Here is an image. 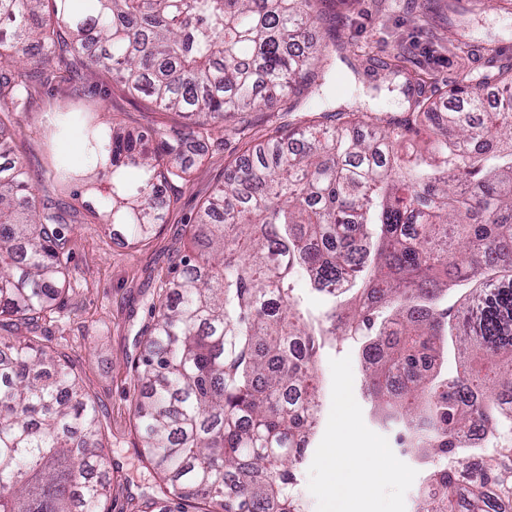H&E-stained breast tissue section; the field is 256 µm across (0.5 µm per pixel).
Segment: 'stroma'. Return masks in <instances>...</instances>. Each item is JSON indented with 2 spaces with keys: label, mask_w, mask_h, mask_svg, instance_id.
Instances as JSON below:
<instances>
[{
  "label": "stroma",
  "mask_w": 512,
  "mask_h": 512,
  "mask_svg": "<svg viewBox=\"0 0 512 512\" xmlns=\"http://www.w3.org/2000/svg\"><path fill=\"white\" fill-rule=\"evenodd\" d=\"M460 6L465 13L459 18L449 11L448 0H336L330 19L310 32L325 42L323 85L310 96L250 113L235 131H213L186 179L168 185L165 223L135 245L93 218L100 199L82 205L51 179L59 159L78 170L88 168L89 162L85 153L72 149L73 142L82 139L80 130L53 139L48 126L59 112H97L129 127L164 132L180 128L182 118L155 110L146 98L128 94L111 74H90L77 61L54 68L48 82L35 83L31 111L17 114L0 107V120L14 140V155L37 178L40 196L75 211L66 229L67 300L47 318L46 327L52 346L76 365L99 406L112 462L111 512H142L153 492L155 480L135 451L134 367L152 307L173 276L171 260L184 253L196 213L223 184L226 167L247 147L261 145L275 130L296 124L310 101H319L326 112L357 102L365 111L398 118L408 110L407 89L428 94L452 84L459 70L479 80L512 64V0H489L480 7L461 0ZM318 369L326 386L324 403L315 447L298 473L307 512H328L331 473L326 459L345 431V398L366 447L377 450L381 461L396 463L400 472L396 478H377L367 493L350 494L345 512H403L428 470L402 456L394 447L393 430L374 422L361 394L358 343L337 338L323 349Z\"/></svg>",
  "instance_id": "obj_1"
}]
</instances>
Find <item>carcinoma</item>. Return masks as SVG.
Listing matches in <instances>:
<instances>
[{"label": "carcinoma", "mask_w": 512, "mask_h": 512, "mask_svg": "<svg viewBox=\"0 0 512 512\" xmlns=\"http://www.w3.org/2000/svg\"><path fill=\"white\" fill-rule=\"evenodd\" d=\"M317 20L316 0H0V102L29 111L15 63L73 57L187 119L172 137L85 115L55 128L83 123L96 171L60 163L56 179L104 198L95 217L142 241L165 223V187L193 167L203 129L233 131L324 80L316 48L291 51ZM412 107L401 119L309 112L202 207L136 366L138 452L159 512H303L314 363L338 336L367 337L363 393L401 447L453 462L430 471L417 512H458L463 483L467 512H507L512 448L478 470L466 450L479 425L512 433V68ZM425 120L424 151L403 152ZM66 223L19 161L0 165V512H109L97 409L42 334L64 306ZM297 273L328 300L316 315L294 295ZM448 345L464 356L455 371L424 365Z\"/></svg>", "instance_id": "1"}]
</instances>
